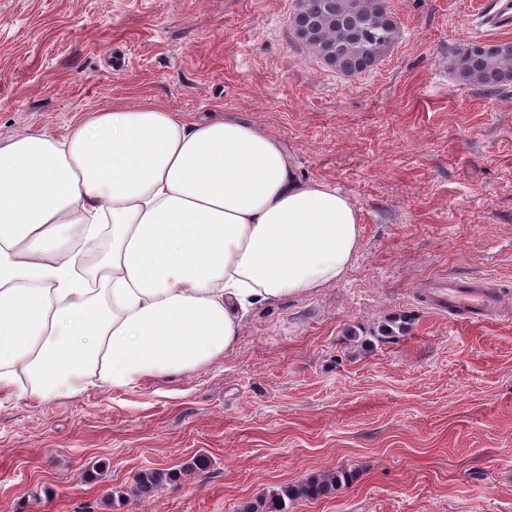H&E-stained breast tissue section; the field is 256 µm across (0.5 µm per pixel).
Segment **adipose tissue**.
I'll list each match as a JSON object with an SVG mask.
<instances>
[{"label": "adipose tissue", "instance_id": "1", "mask_svg": "<svg viewBox=\"0 0 512 512\" xmlns=\"http://www.w3.org/2000/svg\"><path fill=\"white\" fill-rule=\"evenodd\" d=\"M359 215L248 120L113 104L0 137V390L53 401L207 366L340 281Z\"/></svg>", "mask_w": 512, "mask_h": 512}]
</instances>
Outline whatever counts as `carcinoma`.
<instances>
[{
  "label": "carcinoma",
  "mask_w": 512,
  "mask_h": 512,
  "mask_svg": "<svg viewBox=\"0 0 512 512\" xmlns=\"http://www.w3.org/2000/svg\"><path fill=\"white\" fill-rule=\"evenodd\" d=\"M300 11L307 14L310 29L303 38L307 47L336 71L356 75L375 67L391 48L398 25L386 0H304ZM454 69L463 85L497 92L512 86V43L464 47L455 55ZM172 473L154 468L141 470L134 492L149 498ZM339 476L335 472L304 484L285 486L270 497L265 512H288V503L299 498L317 499L330 493Z\"/></svg>",
  "instance_id": "1"
}]
</instances>
